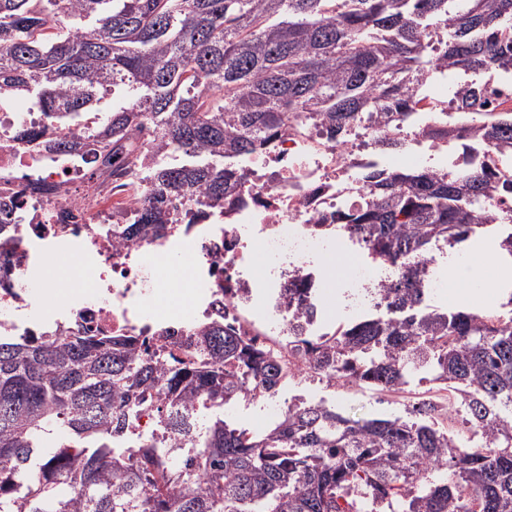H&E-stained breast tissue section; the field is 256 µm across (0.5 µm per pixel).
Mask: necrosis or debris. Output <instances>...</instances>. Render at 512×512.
<instances>
[{
	"mask_svg": "<svg viewBox=\"0 0 512 512\" xmlns=\"http://www.w3.org/2000/svg\"><path fill=\"white\" fill-rule=\"evenodd\" d=\"M413 122L401 129L402 155L410 163L444 171L452 156L448 144L425 136L428 122L452 121L448 93L432 83L412 93ZM45 113L11 111L0 104V335L66 336L80 326L90 333L150 337L158 355L173 350L160 339L164 329H187L223 319L238 336L278 356L291 378L308 371L288 334L294 316L314 304L307 331L330 336L322 290L325 278L310 258L318 250L346 251L351 237L335 228L338 208L351 204L365 172L386 157L374 146L381 126L353 128L343 143L330 141L323 126L296 117L276 132L265 150L238 163L239 182L230 200L204 207L195 219L190 200H177L165 236L132 240L113 237L143 206L126 176L101 165L100 116L84 115L71 126L79 150L65 149L42 135ZM38 129L20 138V127ZM190 256L191 294L177 312L160 310L155 300L178 287L165 257ZM68 258L91 268L93 278L66 282L67 312L37 308L34 292H51L48 263ZM342 282L345 309L362 312L377 303L386 283L362 260L351 261ZM312 288L311 302L283 296L292 278Z\"/></svg>",
	"mask_w": 512,
	"mask_h": 512,
	"instance_id": "1",
	"label": "necrosis or debris"
}]
</instances>
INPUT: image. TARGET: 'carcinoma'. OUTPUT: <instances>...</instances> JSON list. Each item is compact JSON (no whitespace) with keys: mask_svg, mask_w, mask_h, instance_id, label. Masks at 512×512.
I'll return each instance as SVG.
<instances>
[{"mask_svg":"<svg viewBox=\"0 0 512 512\" xmlns=\"http://www.w3.org/2000/svg\"><path fill=\"white\" fill-rule=\"evenodd\" d=\"M0 0V92L54 115L106 98L103 165L129 173L149 128L162 159L144 173L147 203L117 234H157L169 204L231 196L235 160L264 149L292 113L342 139L364 117L409 125L411 89L448 68L455 125L435 140L512 150V115L488 112L480 76L512 72V0ZM472 81L459 85L457 77ZM361 203L336 226L399 265L384 312L317 340L291 324L320 378L379 393L414 374L448 391L467 435L448 433L421 402L408 417L353 419L323 401L288 406L259 432L224 422V407L289 379L267 352L224 322L188 328L187 360L139 352L137 336L81 333L62 341L0 339V512H512V316L425 303L422 262L503 224L512 176L474 164L448 172L387 168L364 175ZM207 400V422L192 414ZM154 403L185 447L144 437L126 448L127 417ZM62 448L46 446L58 428ZM440 464L443 482L427 477Z\"/></svg>","mask_w":512,"mask_h":512,"instance_id":"obj_1","label":"carcinoma"}]
</instances>
